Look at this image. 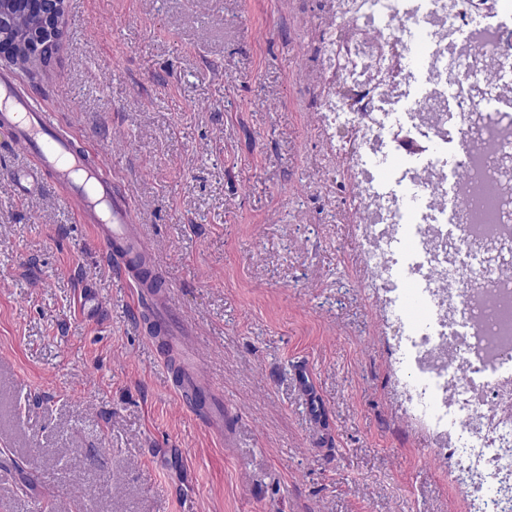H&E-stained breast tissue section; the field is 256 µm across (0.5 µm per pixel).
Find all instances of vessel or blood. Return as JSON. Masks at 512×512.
I'll return each instance as SVG.
<instances>
[{"instance_id":"vessel-or-blood-1","label":"vessel or blood","mask_w":512,"mask_h":512,"mask_svg":"<svg viewBox=\"0 0 512 512\" xmlns=\"http://www.w3.org/2000/svg\"><path fill=\"white\" fill-rule=\"evenodd\" d=\"M0 128L8 131L12 148L32 157L33 178L50 177L65 192L78 223L90 225L120 279L136 296L147 297L152 339L174 344L179 337L190 335V327L174 316L169 291L152 288L158 272L145 246L142 226L103 152L82 146L55 112L30 98L13 75L0 77ZM175 386L179 400L189 408L194 405L195 391L215 393L202 374L199 359L189 355L182 360Z\"/></svg>"}]
</instances>
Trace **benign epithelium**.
I'll return each mask as SVG.
<instances>
[{"label":"benign epithelium","mask_w":512,"mask_h":512,"mask_svg":"<svg viewBox=\"0 0 512 512\" xmlns=\"http://www.w3.org/2000/svg\"><path fill=\"white\" fill-rule=\"evenodd\" d=\"M0 0V59L48 63L64 34L68 0Z\"/></svg>","instance_id":"benign-epithelium-1"}]
</instances>
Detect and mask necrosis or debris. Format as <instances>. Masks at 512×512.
Here are the masks:
<instances>
[{
    "label": "necrosis or debris",
    "mask_w": 512,
    "mask_h": 512,
    "mask_svg": "<svg viewBox=\"0 0 512 512\" xmlns=\"http://www.w3.org/2000/svg\"><path fill=\"white\" fill-rule=\"evenodd\" d=\"M317 4L306 105L353 134L338 187L400 405L467 512H512V267L487 261L512 243V0Z\"/></svg>",
    "instance_id": "necrosis-or-debris-1"
}]
</instances>
